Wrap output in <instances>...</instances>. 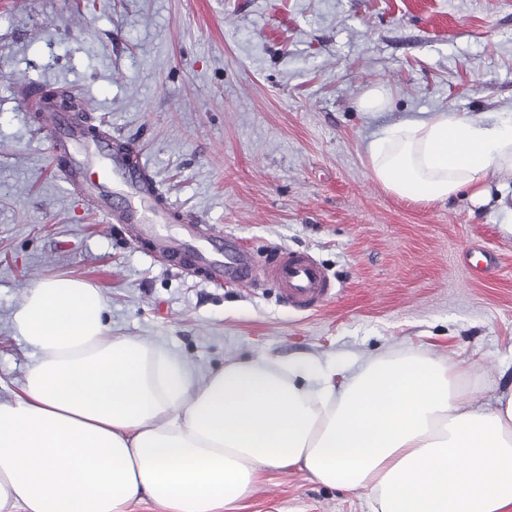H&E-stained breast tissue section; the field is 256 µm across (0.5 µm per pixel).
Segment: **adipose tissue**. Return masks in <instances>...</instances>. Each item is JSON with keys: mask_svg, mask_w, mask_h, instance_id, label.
Wrapping results in <instances>:
<instances>
[{"mask_svg": "<svg viewBox=\"0 0 512 512\" xmlns=\"http://www.w3.org/2000/svg\"><path fill=\"white\" fill-rule=\"evenodd\" d=\"M366 155L398 196L491 195L512 175V118L452 112L381 128ZM98 288L63 277L26 293L12 319L35 350L0 403V512H233L271 470L296 469L372 512H512V393L466 402V372L425 352L351 368L266 355L194 363L113 335Z\"/></svg>", "mask_w": 512, "mask_h": 512, "instance_id": "ef3b65f1", "label": "adipose tissue"}]
</instances>
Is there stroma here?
I'll use <instances>...</instances> for the list:
<instances>
[{"label": "stroma", "mask_w": 512, "mask_h": 512, "mask_svg": "<svg viewBox=\"0 0 512 512\" xmlns=\"http://www.w3.org/2000/svg\"><path fill=\"white\" fill-rule=\"evenodd\" d=\"M87 100L135 148L180 218L235 238L256 267L280 249L324 267L333 298L289 307L182 272L136 227L66 183L30 86ZM389 90V111L358 107ZM418 112L512 115V0H0V401L32 349L11 318L56 277L101 288L112 333L189 358L351 364L428 350L478 371L468 400L512 390V215L467 194L415 202L377 183L365 144ZM237 512H370L369 493L267 473Z\"/></svg>", "instance_id": "obj_1"}]
</instances>
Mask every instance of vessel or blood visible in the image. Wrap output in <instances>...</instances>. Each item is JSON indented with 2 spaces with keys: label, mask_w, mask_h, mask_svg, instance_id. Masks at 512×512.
Segmentation results:
<instances>
[{
  "label": "vessel or blood",
  "mask_w": 512,
  "mask_h": 512,
  "mask_svg": "<svg viewBox=\"0 0 512 512\" xmlns=\"http://www.w3.org/2000/svg\"><path fill=\"white\" fill-rule=\"evenodd\" d=\"M48 129L56 154L67 159L68 180L87 192L102 215L113 217L119 224L142 226L155 252L174 265L183 269L203 267L243 288L251 287L258 276H265L277 283L290 306L302 310L321 307L330 298V278L309 253L278 252L260 271L223 233L205 235L197 225L185 224L178 235H171L167 230L170 212L154 207L159 189L155 182L130 168L128 148L113 144L107 136L93 142L86 140L82 126L65 113L55 114ZM116 195L125 200L124 208L117 212L112 209Z\"/></svg>",
  "instance_id": "1"
}]
</instances>
